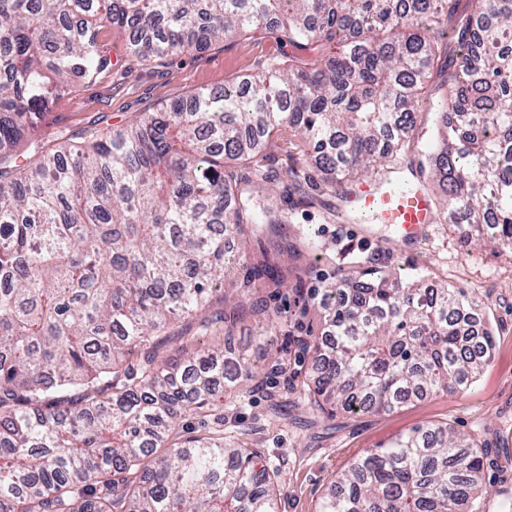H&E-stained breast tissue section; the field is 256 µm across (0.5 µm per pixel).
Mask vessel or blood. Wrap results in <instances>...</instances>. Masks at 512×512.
Instances as JSON below:
<instances>
[{
    "label": "vessel or blood",
    "mask_w": 512,
    "mask_h": 512,
    "mask_svg": "<svg viewBox=\"0 0 512 512\" xmlns=\"http://www.w3.org/2000/svg\"><path fill=\"white\" fill-rule=\"evenodd\" d=\"M346 195L357 210L396 225L406 241L421 238L426 225L434 221L432 202L422 190L396 191L387 178L351 186Z\"/></svg>",
    "instance_id": "b4317fda"
}]
</instances>
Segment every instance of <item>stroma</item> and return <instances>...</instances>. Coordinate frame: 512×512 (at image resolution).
<instances>
[{
  "instance_id": "1",
  "label": "stroma",
  "mask_w": 512,
  "mask_h": 512,
  "mask_svg": "<svg viewBox=\"0 0 512 512\" xmlns=\"http://www.w3.org/2000/svg\"><path fill=\"white\" fill-rule=\"evenodd\" d=\"M99 37L116 57L117 66L95 82L71 85L52 101L34 131L42 147L81 141L88 129L107 132L198 90L222 89L226 80L245 78L259 63L287 52L259 29L250 38L178 55L156 68L126 53L128 33L123 28L104 25ZM265 156L277 173L268 186L269 198L286 194L295 202L288 226L295 257L281 254L274 237L258 236L250 242L251 250L268 254L285 275L279 290L253 291L278 313L279 328L271 341L263 343L253 318L237 325L231 348L254 362L259 387L226 389L207 409L184 412L169 440L170 449L195 437L242 443L277 478L280 512H317L332 481L352 460L415 426L445 422L488 450L485 512H512V253L466 244L453 224H433L424 241L405 244L384 224L337 222L332 216L337 199L330 189L304 194L283 177L286 168L311 163L292 128L273 135ZM374 269L404 274L421 270L429 281L463 289L479 302L484 323L493 333L492 357L463 390L364 415L311 411L302 388L314 381L316 373L296 341L324 337L327 322L320 299L327 286L344 285L360 272ZM276 355L286 362L295 391L284 394L274 407L269 396L282 392L287 377L268 373Z\"/></svg>"
}]
</instances>
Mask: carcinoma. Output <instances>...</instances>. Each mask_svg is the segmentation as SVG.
I'll return each mask as SVG.
<instances>
[{
  "label": "carcinoma",
  "instance_id": "obj_1",
  "mask_svg": "<svg viewBox=\"0 0 512 512\" xmlns=\"http://www.w3.org/2000/svg\"><path fill=\"white\" fill-rule=\"evenodd\" d=\"M402 2L0 0V512H280V489L239 443L157 454L228 364L253 379L245 358L214 349L168 369L157 337L186 319L219 340L242 318L275 321L257 299L207 315L232 273L284 283L267 254L246 252L290 223L254 161L275 131L294 129L318 159L286 170L297 182L339 194L410 170L396 187H444L443 223L512 252V0H471L462 17L455 0ZM106 23L136 24L129 53L157 67L258 27L310 56L40 149L31 132L51 100L116 66L98 40ZM448 32L462 58L440 86L435 140L405 167ZM425 281L377 271L325 290L333 347L303 341L314 410L387 411L474 382L494 346L486 329L474 348L464 338L479 304ZM485 465L448 424L418 425L351 462L318 512H483Z\"/></svg>",
  "mask_w": 512,
  "mask_h": 512
}]
</instances>
